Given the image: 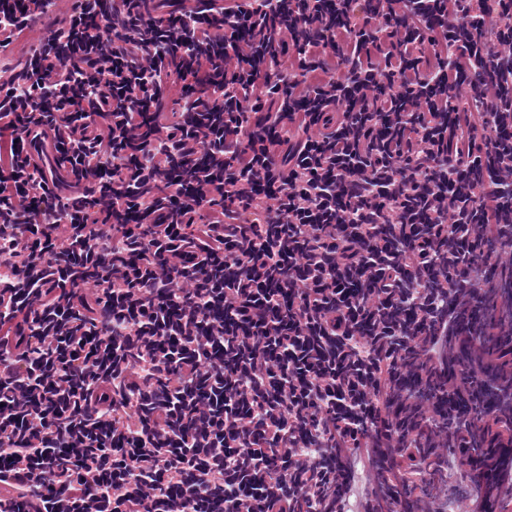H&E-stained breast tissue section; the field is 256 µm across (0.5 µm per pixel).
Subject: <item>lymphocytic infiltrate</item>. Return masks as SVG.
I'll use <instances>...</instances> for the list:
<instances>
[{
	"label": "lymphocytic infiltrate",
	"instance_id": "f902f5d3",
	"mask_svg": "<svg viewBox=\"0 0 512 512\" xmlns=\"http://www.w3.org/2000/svg\"><path fill=\"white\" fill-rule=\"evenodd\" d=\"M57 2L0 0L1 54L55 24L0 88V512L511 506L506 0ZM36 134L39 135L35 136ZM28 143L30 163L44 170L49 185L56 188L55 168H57V165L54 160L53 139L43 134L39 129H33L28 136Z\"/></svg>",
	"mask_w": 512,
	"mask_h": 512
}]
</instances>
